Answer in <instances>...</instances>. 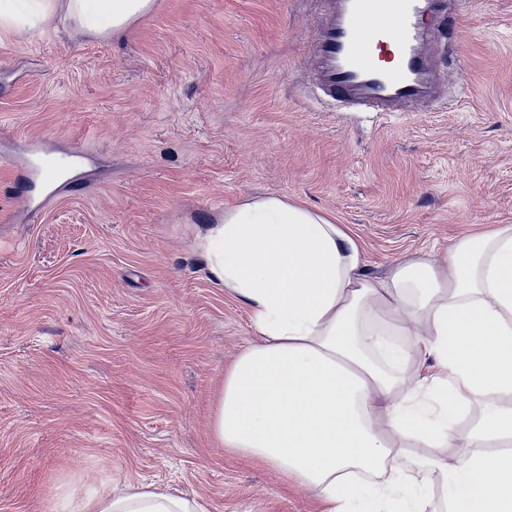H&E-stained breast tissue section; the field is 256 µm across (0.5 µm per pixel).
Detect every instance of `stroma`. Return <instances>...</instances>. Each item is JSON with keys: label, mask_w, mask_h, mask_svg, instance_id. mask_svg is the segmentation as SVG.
I'll use <instances>...</instances> for the list:
<instances>
[{"label": "stroma", "mask_w": 512, "mask_h": 512, "mask_svg": "<svg viewBox=\"0 0 512 512\" xmlns=\"http://www.w3.org/2000/svg\"><path fill=\"white\" fill-rule=\"evenodd\" d=\"M323 0H155L119 37L0 29V512L67 484L167 485L210 512H321L211 437L256 338L189 225L249 197L327 213L370 274L512 224V0H471L448 105L340 112L308 88ZM80 159L53 190L36 152Z\"/></svg>", "instance_id": "obj_1"}]
</instances>
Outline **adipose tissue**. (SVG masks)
<instances>
[{"mask_svg": "<svg viewBox=\"0 0 512 512\" xmlns=\"http://www.w3.org/2000/svg\"><path fill=\"white\" fill-rule=\"evenodd\" d=\"M154 0H0V27L52 25L110 37ZM215 284L243 302L257 333L224 375L210 431L327 505L371 512L354 474L390 467L384 488L418 512L428 475H447L452 512H512V225L421 250L385 278L334 219L279 196L226 208L191 227ZM439 371L431 373L427 358ZM476 421L459 427L473 399ZM463 464L402 457L439 443ZM72 512H209L201 499L117 476L70 491Z\"/></svg>", "mask_w": 512, "mask_h": 512, "instance_id": "1", "label": "adipose tissue"}]
</instances>
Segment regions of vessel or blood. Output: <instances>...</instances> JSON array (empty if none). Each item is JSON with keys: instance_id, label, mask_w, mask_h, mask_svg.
I'll list each match as a JSON object with an SVG mask.
<instances>
[{"instance_id": "b4317fda", "label": "vessel or blood", "mask_w": 512, "mask_h": 512, "mask_svg": "<svg viewBox=\"0 0 512 512\" xmlns=\"http://www.w3.org/2000/svg\"><path fill=\"white\" fill-rule=\"evenodd\" d=\"M448 0H325L313 34L311 90L336 104L402 112L445 99L438 64L448 26ZM70 162L37 155L33 170L50 184Z\"/></svg>"}]
</instances>
